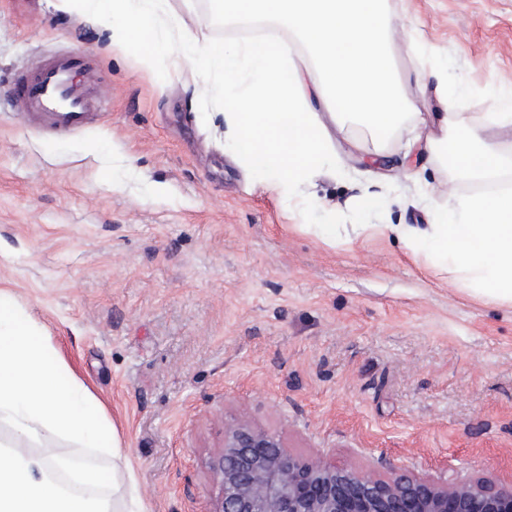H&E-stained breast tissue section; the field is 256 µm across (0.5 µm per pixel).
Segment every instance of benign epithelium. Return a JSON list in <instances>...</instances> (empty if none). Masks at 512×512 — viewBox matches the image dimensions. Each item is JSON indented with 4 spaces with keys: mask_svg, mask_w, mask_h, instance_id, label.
<instances>
[{
    "mask_svg": "<svg viewBox=\"0 0 512 512\" xmlns=\"http://www.w3.org/2000/svg\"><path fill=\"white\" fill-rule=\"evenodd\" d=\"M219 486L211 512H512V484L461 482L395 470L364 474L323 458L304 459L278 435L239 419L209 460Z\"/></svg>",
    "mask_w": 512,
    "mask_h": 512,
    "instance_id": "obj_1",
    "label": "benign epithelium"
}]
</instances>
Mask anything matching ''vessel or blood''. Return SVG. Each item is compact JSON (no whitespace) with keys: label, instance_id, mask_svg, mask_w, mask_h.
<instances>
[{"label":"vessel or blood","instance_id":"1","mask_svg":"<svg viewBox=\"0 0 512 512\" xmlns=\"http://www.w3.org/2000/svg\"><path fill=\"white\" fill-rule=\"evenodd\" d=\"M88 59L60 54L35 69L20 74L13 85V99L23 117L44 121L60 131H74L90 124L105 97L86 77Z\"/></svg>","mask_w":512,"mask_h":512}]
</instances>
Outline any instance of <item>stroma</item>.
<instances>
[{
	"instance_id": "obj_1",
	"label": "stroma",
	"mask_w": 512,
	"mask_h": 512,
	"mask_svg": "<svg viewBox=\"0 0 512 512\" xmlns=\"http://www.w3.org/2000/svg\"><path fill=\"white\" fill-rule=\"evenodd\" d=\"M223 43L209 0H169ZM424 44L394 58L429 100L428 60L468 87L462 117L497 109L512 81V0H389ZM90 59L106 101L69 136L23 121L5 92L57 53ZM339 174L306 189L335 207L336 246L263 191L224 146V117L170 58L143 66L59 0H0V290L33 313L115 424L121 498L145 512H210L208 469L238 417L292 453L512 482V306L452 287L393 235L352 236L367 195L383 224H425L420 193L478 192L401 128L347 127Z\"/></svg>"
}]
</instances>
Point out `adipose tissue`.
I'll return each instance as SVG.
<instances>
[{
  "mask_svg": "<svg viewBox=\"0 0 512 512\" xmlns=\"http://www.w3.org/2000/svg\"><path fill=\"white\" fill-rule=\"evenodd\" d=\"M74 1L88 18L111 19L110 42L140 51L146 67L167 56L199 78L196 92L223 114L224 143L237 162L264 190L299 207L322 243L335 245V209L305 193L319 172L341 165L331 131L345 133L351 123L381 141L413 107L390 50L387 0H213L227 18L269 20L293 34L319 68L313 83L285 43L209 40L193 21L175 19L168 0H62ZM448 67L444 58L432 63L430 105L439 125L425 133L424 146L467 179L493 180L512 164L495 145L498 129L512 126V86L500 94L498 111L472 126L451 114L466 90L449 85ZM430 208V223L378 230L449 273L457 290L512 305V193H451Z\"/></svg>",
  "mask_w": 512,
  "mask_h": 512,
  "instance_id": "obj_1",
  "label": "adipose tissue"
}]
</instances>
